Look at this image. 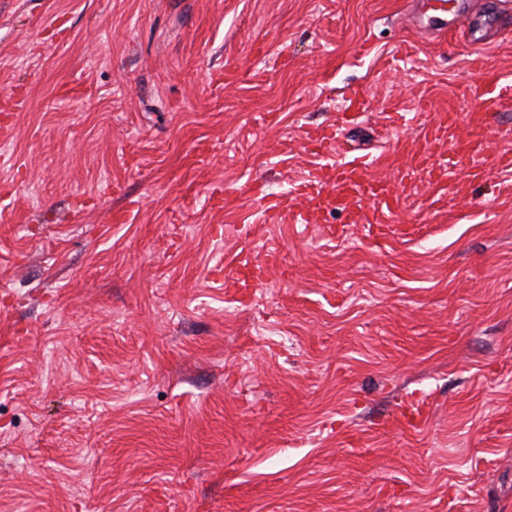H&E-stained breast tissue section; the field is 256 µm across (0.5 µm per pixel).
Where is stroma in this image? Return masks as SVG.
Instances as JSON below:
<instances>
[{
    "label": "stroma",
    "instance_id": "1",
    "mask_svg": "<svg viewBox=\"0 0 512 512\" xmlns=\"http://www.w3.org/2000/svg\"><path fill=\"white\" fill-rule=\"evenodd\" d=\"M409 9L0 0V512H512V172L380 243L234 194L294 198L349 89L378 156L512 73V10L477 46Z\"/></svg>",
    "mask_w": 512,
    "mask_h": 512
}]
</instances>
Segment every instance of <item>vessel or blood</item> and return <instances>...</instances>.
Instances as JSON below:
<instances>
[{"mask_svg":"<svg viewBox=\"0 0 512 512\" xmlns=\"http://www.w3.org/2000/svg\"><path fill=\"white\" fill-rule=\"evenodd\" d=\"M411 12L413 26L423 32L442 34L449 22H467L473 43L485 44L486 18L472 10L471 0H416ZM476 77L461 92L466 112L448 108L433 113L415 142L397 141L392 154L399 160L396 181L373 179L371 161L359 157H342L338 151L336 126L320 129L311 137L312 154L321 158L302 192L303 206L264 194L259 183L247 181L237 195L261 197L264 214L270 221L290 217L292 223L308 224L323 213L339 211L347 223L356 225L376 240L385 239L395 214L407 196L409 187L426 178L433 190L444 189L455 174L458 162L468 164L471 179H484L487 170L483 157L493 118L512 100V83L501 71L476 65Z\"/></svg>","mask_w":512,"mask_h":512,"instance_id":"vessel-or-blood-1","label":"vessel or blood"}]
</instances>
